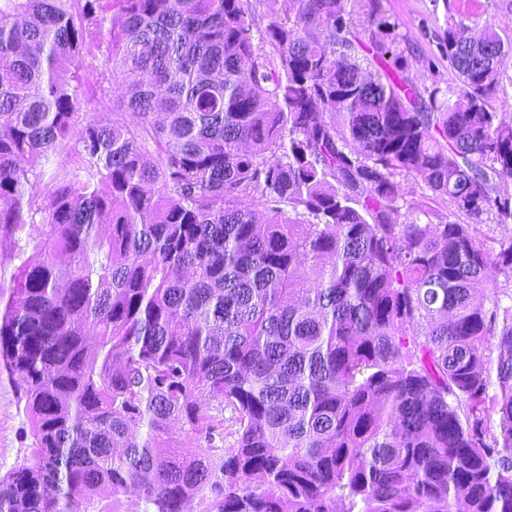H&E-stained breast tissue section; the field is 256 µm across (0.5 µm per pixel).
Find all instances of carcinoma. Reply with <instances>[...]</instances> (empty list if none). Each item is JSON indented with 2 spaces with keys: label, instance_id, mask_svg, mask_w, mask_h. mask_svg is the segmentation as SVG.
Masks as SVG:
<instances>
[{
  "label": "carcinoma",
  "instance_id": "obj_1",
  "mask_svg": "<svg viewBox=\"0 0 512 512\" xmlns=\"http://www.w3.org/2000/svg\"><path fill=\"white\" fill-rule=\"evenodd\" d=\"M260 2L0 0V512H512V233L449 219L512 224V44L422 92L380 0ZM504 77V92L494 100L493 106L499 112L500 118L507 123H512V62ZM14 244H10L9 242L3 243L2 247H0V287L1 285L4 288H0L4 293V298L6 299L10 294V285H12V280L14 273L16 272V267L19 265V261L13 260L9 261L8 256L15 249L13 248ZM35 440L31 424L19 402L16 381L0 372V473L30 459Z\"/></svg>",
  "mask_w": 512,
  "mask_h": 512
}]
</instances>
